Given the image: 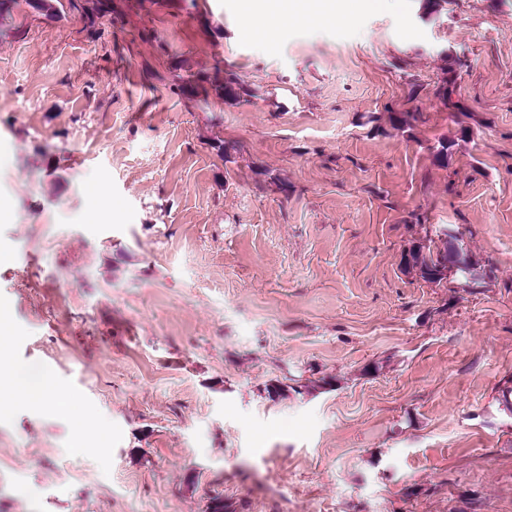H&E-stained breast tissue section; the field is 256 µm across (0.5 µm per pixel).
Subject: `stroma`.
Here are the masks:
<instances>
[{
  "label": "stroma",
  "instance_id": "1",
  "mask_svg": "<svg viewBox=\"0 0 512 512\" xmlns=\"http://www.w3.org/2000/svg\"><path fill=\"white\" fill-rule=\"evenodd\" d=\"M108 2L0 19V512H512V0ZM441 228L485 287L403 271ZM70 9L76 11L80 18L94 25L98 18L106 16L109 8L103 0H68ZM13 395L29 404L54 410L69 412L68 396L59 393V387L54 378L45 374L37 380H30L27 376L17 373L12 383Z\"/></svg>",
  "mask_w": 512,
  "mask_h": 512
}]
</instances>
